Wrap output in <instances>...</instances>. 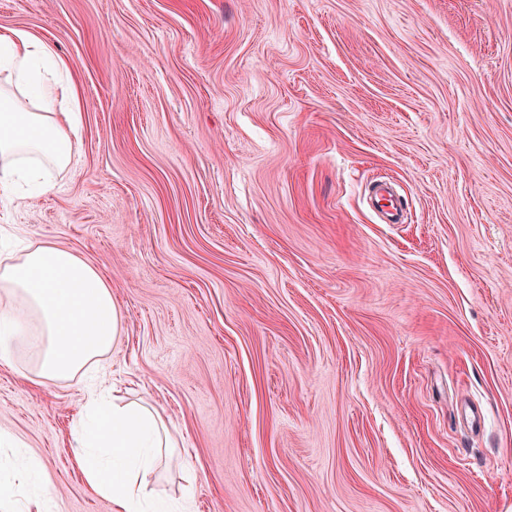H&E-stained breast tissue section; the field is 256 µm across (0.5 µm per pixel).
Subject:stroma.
Segmentation results:
<instances>
[{
  "label": "stroma",
  "instance_id": "obj_1",
  "mask_svg": "<svg viewBox=\"0 0 512 512\" xmlns=\"http://www.w3.org/2000/svg\"><path fill=\"white\" fill-rule=\"evenodd\" d=\"M3 28L83 112L0 228L108 278L106 385L180 443L158 497L512 512V0H0ZM85 403L0 363V432L63 512H113L76 463Z\"/></svg>",
  "mask_w": 512,
  "mask_h": 512
}]
</instances>
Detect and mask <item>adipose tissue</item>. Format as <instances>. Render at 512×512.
Wrapping results in <instances>:
<instances>
[{
    "mask_svg": "<svg viewBox=\"0 0 512 512\" xmlns=\"http://www.w3.org/2000/svg\"><path fill=\"white\" fill-rule=\"evenodd\" d=\"M0 201L20 190L45 194L56 186L79 145L81 100L66 62L22 29L0 30ZM123 315L99 268L50 241L20 242L0 256V361H28L36 382L79 380L90 392L92 422L80 444L86 481L111 499L114 512H166L146 491L167 449L176 447L157 410L131 402L104 412L100 367L120 341ZM35 458L5 469L0 487L19 512H49L53 490Z\"/></svg>",
    "mask_w": 512,
    "mask_h": 512,
    "instance_id": "adipose-tissue-1",
    "label": "adipose tissue"
}]
</instances>
